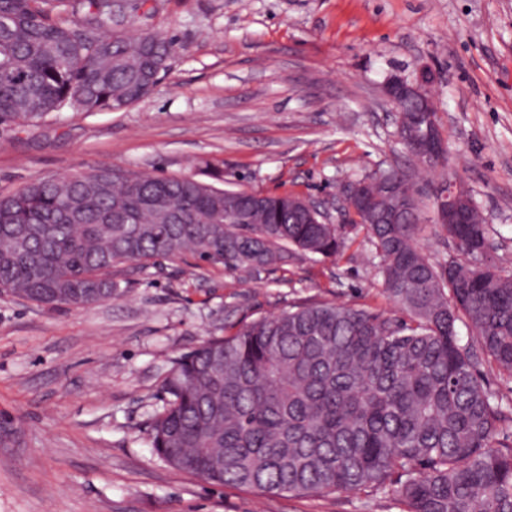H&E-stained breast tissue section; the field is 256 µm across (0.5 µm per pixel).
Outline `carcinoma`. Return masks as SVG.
<instances>
[{
  "instance_id": "carcinoma-1",
  "label": "carcinoma",
  "mask_w": 512,
  "mask_h": 512,
  "mask_svg": "<svg viewBox=\"0 0 512 512\" xmlns=\"http://www.w3.org/2000/svg\"><path fill=\"white\" fill-rule=\"evenodd\" d=\"M107 0H0V127L52 112L125 109L156 86L176 51L161 33L109 37ZM120 168L30 183L0 196V297L52 308L109 300L112 268L190 252L258 277L295 260L334 259L358 227L399 315L305 299L212 336L172 361L150 422L170 466L214 485L292 496L382 491L402 512H512V408L479 379L512 376V272L491 255L473 195L467 224L441 231L468 257L432 261L405 224L355 203L328 224L295 194L221 188ZM476 340L461 343L458 325Z\"/></svg>"
}]
</instances>
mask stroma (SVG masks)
<instances>
[{
  "label": "stroma",
  "instance_id": "1",
  "mask_svg": "<svg viewBox=\"0 0 512 512\" xmlns=\"http://www.w3.org/2000/svg\"><path fill=\"white\" fill-rule=\"evenodd\" d=\"M138 28L177 49L127 109L69 110L0 131V195L103 167L293 192L329 220L350 177L398 167L426 195L456 175L482 204L512 270V0H129ZM431 70L448 142L426 172L395 145L382 86ZM365 230L333 260L238 279L192 254L114 269L92 306L0 298V512H401L388 494L320 497L214 486L160 459L148 422L172 360L228 321L308 298L395 314Z\"/></svg>",
  "mask_w": 512,
  "mask_h": 512
}]
</instances>
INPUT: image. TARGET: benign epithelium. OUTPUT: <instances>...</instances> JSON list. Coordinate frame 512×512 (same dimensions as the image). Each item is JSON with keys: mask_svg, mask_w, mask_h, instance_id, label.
Returning a JSON list of instances; mask_svg holds the SVG:
<instances>
[{"mask_svg": "<svg viewBox=\"0 0 512 512\" xmlns=\"http://www.w3.org/2000/svg\"><path fill=\"white\" fill-rule=\"evenodd\" d=\"M432 83V73L421 68L412 76H390L383 85L384 96L397 112V131L401 139L409 144L414 157L429 163L442 154L445 145L440 137L430 130L423 136L415 133L412 119L405 114V104L414 101L419 104L421 111H434V104L430 97ZM466 191L467 188L457 181L440 185L437 194L440 198L439 216L441 220L450 224L467 223V215L460 207V201Z\"/></svg>", "mask_w": 512, "mask_h": 512, "instance_id": "obj_1", "label": "benign epithelium"}]
</instances>
